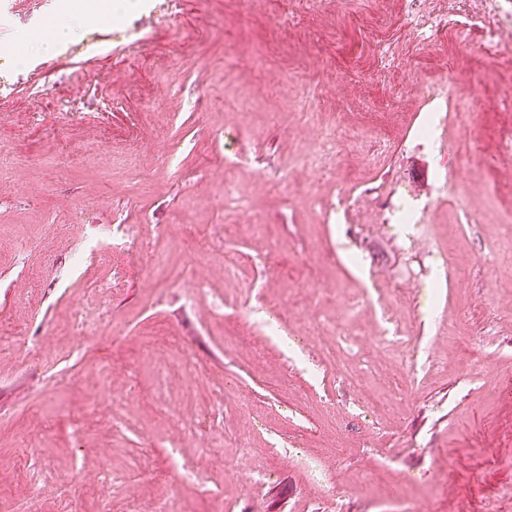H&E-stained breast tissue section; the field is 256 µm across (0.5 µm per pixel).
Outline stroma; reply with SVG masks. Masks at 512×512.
Returning <instances> with one entry per match:
<instances>
[{
	"label": "stroma",
	"mask_w": 512,
	"mask_h": 512,
	"mask_svg": "<svg viewBox=\"0 0 512 512\" xmlns=\"http://www.w3.org/2000/svg\"><path fill=\"white\" fill-rule=\"evenodd\" d=\"M67 8L84 14L80 37L35 51ZM509 12L512 0H168L136 9L125 37L107 0H0V498L14 512H147L171 496L181 512L219 496L224 512H385L353 477L389 463L395 498L438 473L429 512H512V268L487 262L512 218V48L484 47ZM437 13L447 29L417 26ZM438 81L466 105L427 150L410 138L428 115L419 86ZM341 126L363 140L322 147ZM238 152L262 172L225 170ZM223 179L264 235L225 208ZM390 189L431 202L426 223H383ZM117 224L158 232L115 249ZM279 239L291 248L272 254ZM170 240L207 243L197 276L227 308L279 312L287 343L188 305L180 251L156 273L137 264ZM227 252L239 279L224 276ZM115 272L107 317L78 336L73 310ZM365 286L376 306L345 354L310 336L311 289L331 318ZM384 308L413 364L401 344L372 345ZM228 332L239 352H225ZM184 350L225 389L176 372L156 400L157 362ZM365 388L392 411L363 408ZM218 406L225 440L246 435L251 452H206ZM174 457L200 481H175Z\"/></svg>",
	"instance_id": "1"
}]
</instances>
